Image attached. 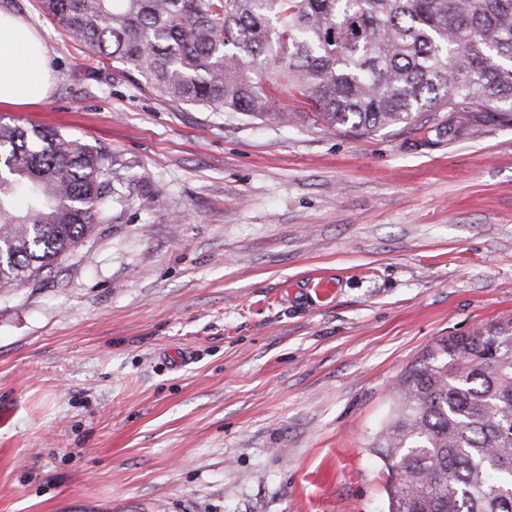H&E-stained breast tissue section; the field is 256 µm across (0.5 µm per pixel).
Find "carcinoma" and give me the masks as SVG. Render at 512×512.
Masks as SVG:
<instances>
[{"mask_svg":"<svg viewBox=\"0 0 512 512\" xmlns=\"http://www.w3.org/2000/svg\"><path fill=\"white\" fill-rule=\"evenodd\" d=\"M43 14L151 91L210 112L369 135L512 125V0H41ZM307 112H278L272 91ZM113 160L45 127L0 124V286L52 272L112 222ZM371 452L388 512H512V319L409 368Z\"/></svg>","mask_w":512,"mask_h":512,"instance_id":"cac0c4a2","label":"carcinoma"}]
</instances>
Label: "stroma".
<instances>
[{
    "instance_id": "obj_1",
    "label": "stroma",
    "mask_w": 512,
    "mask_h": 512,
    "mask_svg": "<svg viewBox=\"0 0 512 512\" xmlns=\"http://www.w3.org/2000/svg\"><path fill=\"white\" fill-rule=\"evenodd\" d=\"M0 14L52 75L0 122L104 150L124 198L50 275L0 288V512H386L370 447L400 377L512 318V126L210 112L39 0Z\"/></svg>"
}]
</instances>
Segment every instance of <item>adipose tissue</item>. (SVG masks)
<instances>
[{
    "instance_id": "adipose-tissue-1",
    "label": "adipose tissue",
    "mask_w": 512,
    "mask_h": 512,
    "mask_svg": "<svg viewBox=\"0 0 512 512\" xmlns=\"http://www.w3.org/2000/svg\"><path fill=\"white\" fill-rule=\"evenodd\" d=\"M50 69L37 34L23 21L0 16V104L24 107L47 87Z\"/></svg>"
}]
</instances>
